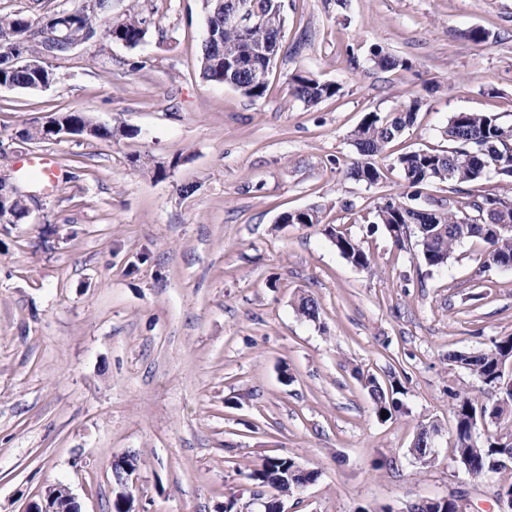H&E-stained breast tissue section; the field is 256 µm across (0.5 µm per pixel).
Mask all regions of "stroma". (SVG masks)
<instances>
[{"mask_svg":"<svg viewBox=\"0 0 512 512\" xmlns=\"http://www.w3.org/2000/svg\"><path fill=\"white\" fill-rule=\"evenodd\" d=\"M267 95L203 79V0H145L144 45L103 39L48 60L55 83L0 90V176L48 153L65 177L19 224L0 226V512L68 485L81 512H112V459L140 465L135 512H258L251 471L273 455L316 470L289 512H406L456 497L501 512L512 471L484 478L454 460V394H478L452 351L512 335V269L481 267L471 239L427 267L374 225L401 196L398 171L346 178L352 133L371 112L420 96L391 155L444 150L455 112L512 124V0H286ZM486 32L476 42L471 30ZM407 59L382 71L372 49ZM341 85L307 106L288 77ZM51 112L111 125L101 141H27ZM193 193H184V186ZM320 207V224H280ZM370 251L350 264L325 227ZM314 297L318 320L294 301ZM399 380L379 419L365 376ZM442 429L431 464L409 448Z\"/></svg>","mask_w":512,"mask_h":512,"instance_id":"stroma-1","label":"stroma"}]
</instances>
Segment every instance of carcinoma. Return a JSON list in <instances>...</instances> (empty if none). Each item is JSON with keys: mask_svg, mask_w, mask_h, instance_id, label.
I'll return each mask as SVG.
<instances>
[{"mask_svg": "<svg viewBox=\"0 0 512 512\" xmlns=\"http://www.w3.org/2000/svg\"><path fill=\"white\" fill-rule=\"evenodd\" d=\"M252 10L261 15L285 14L286 6L281 0H250ZM229 5L211 3L208 6L207 24L224 28V40L220 43L203 44L201 73L204 79L215 82L224 80L238 86V90L253 101L264 98L268 91L269 64L258 65L237 72L224 71V53L236 50L247 51L249 46L276 43L280 29L261 23L244 33L226 23L224 10ZM145 12L131 7L121 15L119 31L129 47L138 46L147 32L142 29ZM42 22L16 14L0 16V42L20 40L25 50L36 54L41 49V40L27 36V32L41 27ZM372 60L381 70H406L409 63L403 58L390 55L376 48ZM3 82H11L20 89L38 82L39 76L24 70L6 69L0 72ZM288 83L295 98L307 105H316L325 99L340 94L341 85L323 82L302 72L294 73ZM422 100L414 97L400 104L394 112L385 115L368 114L353 133L358 157L347 169V175L362 183L376 184L384 177V169L398 170L407 192L398 199H389L385 207L375 213V223L384 227L395 247L405 248V239L400 227L419 223L414 238L425 264L430 268H441L453 257L455 249L464 241L479 239L485 244L482 254L483 266L512 264V195L493 189L478 193L463 186L475 184L491 174L504 180L512 178V125H505L493 115L477 112H457L448 118L444 130L450 146L446 150H415L398 155L388 161L387 147L399 139L402 133L414 124ZM431 184L449 185L450 196L443 204L424 196ZM425 198L423 208L434 215L418 216L407 208L412 201ZM339 253L352 265L371 272L374 262L358 241L334 228L328 230ZM296 312L303 318L315 321L319 318V306L309 297L302 296L295 302ZM512 360V336L493 341L484 350L452 352L448 360L469 370L481 383V392L494 397L484 401L467 394L455 395L452 414L455 420L454 461L476 477L496 474L505 469L501 461L512 447L497 446L496 435L478 433V415L498 418L506 413L512 415V381L505 379L500 371V359ZM364 388L373 402L376 415L386 410V418L401 410L400 396L403 387L394 380L382 385L376 378H366ZM429 424L418 426L414 459L423 465L431 462L432 449L427 447ZM293 460L287 456H271L265 459L262 469L250 473L256 482L269 475L288 476V488H293L299 477L293 474Z\"/></svg>", "mask_w": 512, "mask_h": 512, "instance_id": "carcinoma-1", "label": "carcinoma"}]
</instances>
